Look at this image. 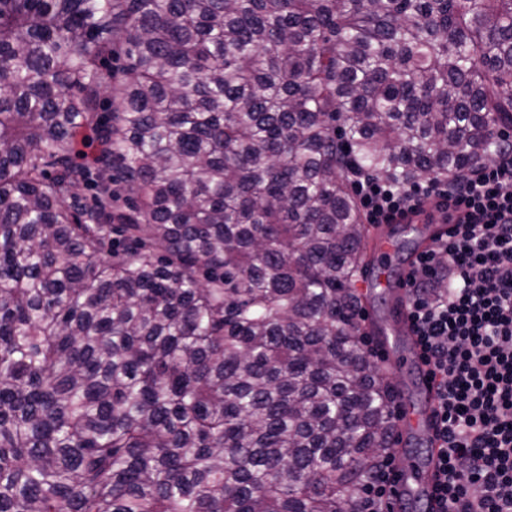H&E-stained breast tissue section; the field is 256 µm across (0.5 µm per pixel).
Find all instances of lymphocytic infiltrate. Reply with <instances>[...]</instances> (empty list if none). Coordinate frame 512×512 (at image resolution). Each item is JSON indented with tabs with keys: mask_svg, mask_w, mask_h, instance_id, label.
<instances>
[{
	"mask_svg": "<svg viewBox=\"0 0 512 512\" xmlns=\"http://www.w3.org/2000/svg\"><path fill=\"white\" fill-rule=\"evenodd\" d=\"M365 220L462 210L408 275V318L435 395L436 483L428 512H512V138L454 182L396 188L357 176ZM396 471L381 457L355 512H382Z\"/></svg>",
	"mask_w": 512,
	"mask_h": 512,
	"instance_id": "1",
	"label": "lymphocytic infiltrate"
}]
</instances>
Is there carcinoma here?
I'll use <instances>...</instances> for the list:
<instances>
[{
	"mask_svg": "<svg viewBox=\"0 0 512 512\" xmlns=\"http://www.w3.org/2000/svg\"><path fill=\"white\" fill-rule=\"evenodd\" d=\"M501 129L512 0H0V512H354L394 424L352 174Z\"/></svg>",
	"mask_w": 512,
	"mask_h": 512,
	"instance_id": "obj_1",
	"label": "carcinoma"
}]
</instances>
